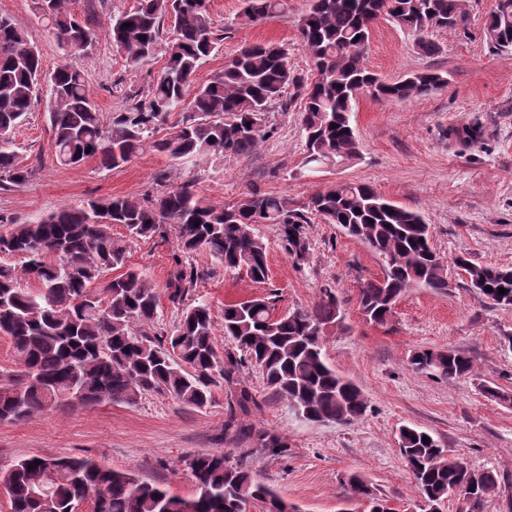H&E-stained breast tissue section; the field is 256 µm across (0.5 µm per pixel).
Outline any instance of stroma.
<instances>
[{
    "label": "stroma",
    "instance_id": "1",
    "mask_svg": "<svg viewBox=\"0 0 512 512\" xmlns=\"http://www.w3.org/2000/svg\"><path fill=\"white\" fill-rule=\"evenodd\" d=\"M136 0H70L77 18L96 15V41L79 61L88 96L102 119L143 99L167 56L157 49L138 65L127 63L107 35L112 17ZM497 0H466L465 20L431 31L437 50L420 52L413 34L392 21L372 29L368 68L385 81L420 72H439L447 83L428 97L378 101L359 98L351 124L360 143L358 158L338 168L304 170L301 102L272 108L265 123L272 133L251 154L175 160L145 144L130 162L107 169L93 158L64 166L56 162L46 98L33 101L14 135L22 165L32 175L23 185L0 190V213L37 221L62 209L115 198L142 201L184 182L193 183L207 203H235L251 189L288 198L298 208L317 191L337 183H366L380 194L422 213L432 227V244L446 265L450 287L436 293L408 290L396 304L390 325L363 320L358 310L362 282L381 276L382 267L365 244L317 214L307 216L308 252L296 260L279 225H256L267 245L268 277L256 283L225 271L208 253L191 261L201 274L189 298L210 304L214 345L224 351L225 304L268 297L275 315L305 309L320 288L335 289L345 312L341 330L327 336L328 362L351 379L371 409L351 426L314 424L299 418L267 388L259 369L246 365L239 376L261 403L248 417L254 429L282 437L288 453L279 456L256 441L224 429L232 387L218 381L212 406L199 410L167 395L145 394L135 403L105 401L91 406L47 410L21 421L0 422V465L29 456L83 455L177 494L193 492L186 462L217 453L244 465L299 512H368L351 499L343 477L358 473L395 512H422V499L400 453L402 427L429 432L442 447L471 466L496 470L502 484L486 512H512V404L486 397L468 379L448 382L414 371V351L453 349L471 357L485 381L512 392V306L491 304L470 288L454 265L464 256L483 265L512 268V53L490 52L484 24ZM310 0H288V13L260 23L243 16L242 0H211L210 13L222 40L195 75L208 82L244 45L272 41L288 50L294 73L310 75L311 60L299 41L296 21ZM0 15L26 29L40 52L44 71H53L66 51L39 18L33 0H0ZM473 129L474 140L461 131ZM113 237L124 240L129 268L143 272L164 290L177 249L174 236L136 238L120 224Z\"/></svg>",
    "mask_w": 512,
    "mask_h": 512
}]
</instances>
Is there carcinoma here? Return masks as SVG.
I'll return each instance as SVG.
<instances>
[{
	"label": "carcinoma",
	"instance_id": "1",
	"mask_svg": "<svg viewBox=\"0 0 512 512\" xmlns=\"http://www.w3.org/2000/svg\"><path fill=\"white\" fill-rule=\"evenodd\" d=\"M463 0H311L296 22L312 62L304 79L288 66L287 52L274 43L245 45L224 63V70L204 85L194 84L201 64L220 40L209 0H138L133 10L112 19L113 46L138 64L155 54L167 37L168 58L147 95L112 115L104 124L88 97L77 60L95 42L92 15L76 18L65 0H35L40 18L55 31L67 54L50 73L42 69L28 32L0 15V128L13 132L33 100L46 91L55 159L76 165L96 158L118 168L136 155L155 127L174 112L183 113L177 130L155 144L173 159L207 160L244 156L263 138L262 121L290 87L304 107L301 129L305 165L341 166L359 156L350 122L356 93L375 87V98L404 100L427 96L445 78L435 72L382 83L365 63V43L382 17L417 36L424 54L436 52L427 34L463 21ZM243 17L262 22L281 14L284 0H243ZM170 21L164 32V21ZM129 27H123V24ZM486 43L496 53L512 52V0H498L484 27ZM337 127H332V124ZM30 171L18 161L14 141L0 138V188L28 181ZM306 208L337 224L364 243L378 258L382 277L363 282L358 292L365 320L384 326L392 309L411 288L442 293L448 278L431 245V227L423 216L396 205L367 184L344 183L319 190ZM107 220L94 221L97 211ZM281 226L291 253L306 254V216L288 200L257 190L235 204L214 206L182 184L147 204L117 198L106 204L53 212L36 222L0 213V255L17 256L20 266L0 263V336L11 342L14 368L0 370V421L25 420L53 407L87 406L104 400L133 403L145 393L170 395L186 406L203 409L214 402L216 378L234 383L248 362L256 365L272 393L298 416L318 424L353 425L370 404L359 388L331 368L323 352L326 336L342 328L341 302L330 288L320 289L313 304L273 315L267 297L224 305V336L232 347L219 355L213 341L214 317L204 301L185 304L199 279L188 262L205 251L224 271L245 273L255 282L268 278L267 245L255 232L254 217ZM122 224L134 237H164L174 230L178 253L167 281V299L181 307L171 332L155 338L141 327L158 318L160 294L142 273L128 269L108 281L103 274L121 269L126 249L110 228ZM470 286L489 302L512 306V269L478 265L454 258ZM506 293L499 294V288ZM418 372L448 382L470 378L489 397L512 403V394L489 386L471 358L454 350L423 349L409 360ZM260 404L247 387L234 391L224 430L255 435L261 445L288 451L281 438L254 432L241 418ZM429 442L423 443V437ZM399 448L422 498L443 502L455 487L473 496L472 512H484L500 477L481 470L471 489V474L439 455L440 443L429 433L404 426ZM40 464H34V461ZM196 491L184 497L85 456L36 457L0 467L11 512H237L250 500L261 512H290L291 505L252 473L232 465L222 454H200L187 463ZM355 498L380 499L358 474L344 481Z\"/></svg>",
	"mask_w": 512,
	"mask_h": 512
}]
</instances>
